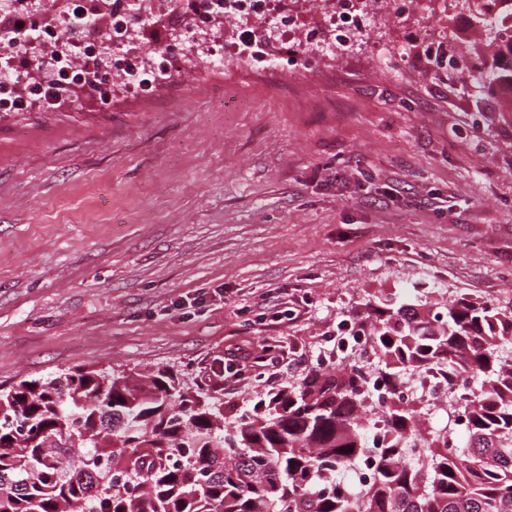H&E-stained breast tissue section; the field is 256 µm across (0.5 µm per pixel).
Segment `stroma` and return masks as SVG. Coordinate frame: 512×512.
I'll return each instance as SVG.
<instances>
[{"instance_id":"35a3bbf8","label":"stroma","mask_w":512,"mask_h":512,"mask_svg":"<svg viewBox=\"0 0 512 512\" xmlns=\"http://www.w3.org/2000/svg\"><path fill=\"white\" fill-rule=\"evenodd\" d=\"M139 3L121 52L170 59L153 93L116 69L108 99L0 112V387L73 366L204 383L220 359L239 409L333 353L367 295L512 304V112L453 63L490 54L465 0H371L344 54L324 0H289L285 34ZM246 29L270 69L236 59Z\"/></svg>"}]
</instances>
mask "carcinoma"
Masks as SVG:
<instances>
[{
    "instance_id": "obj_1",
    "label": "carcinoma",
    "mask_w": 512,
    "mask_h": 512,
    "mask_svg": "<svg viewBox=\"0 0 512 512\" xmlns=\"http://www.w3.org/2000/svg\"><path fill=\"white\" fill-rule=\"evenodd\" d=\"M474 15L493 47L482 85L512 88V27ZM352 329L396 389L436 370L463 425L423 435L417 412L383 410L382 447L362 412L374 382L356 358L319 360L250 401L170 370L75 366L0 389V512H512V306L448 297L434 313L370 296ZM372 480L344 493L349 468Z\"/></svg>"
}]
</instances>
